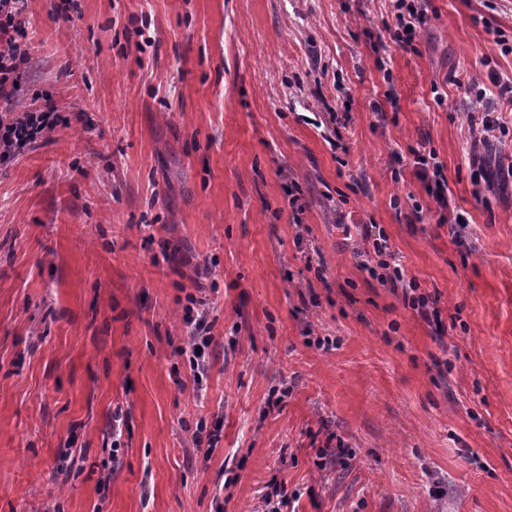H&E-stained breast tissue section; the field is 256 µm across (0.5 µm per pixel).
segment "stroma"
I'll return each mask as SVG.
<instances>
[{
  "instance_id": "obj_1",
  "label": "stroma",
  "mask_w": 512,
  "mask_h": 512,
  "mask_svg": "<svg viewBox=\"0 0 512 512\" xmlns=\"http://www.w3.org/2000/svg\"><path fill=\"white\" fill-rule=\"evenodd\" d=\"M424 6L403 49L390 0H28L17 97L71 123L0 164V512H257L275 478L288 512H512V138L479 134L512 123V0ZM368 222L437 321L360 270ZM409 154L412 156V166L416 176L425 185V190L440 214V223L460 224L465 228L464 220L461 215L456 214L452 219L450 214V201L448 199V179L445 174V165L438 156L429 150L426 153V147L409 148ZM448 214V217H447ZM188 300L190 305L184 308L183 323L188 329L190 344L188 348H182L180 354L188 360L198 392L203 389V379L208 369L205 348L209 346L212 340V336H210L211 325L206 310L198 307L202 306L204 301L194 296H190ZM196 350H199V353H196Z\"/></svg>"
}]
</instances>
